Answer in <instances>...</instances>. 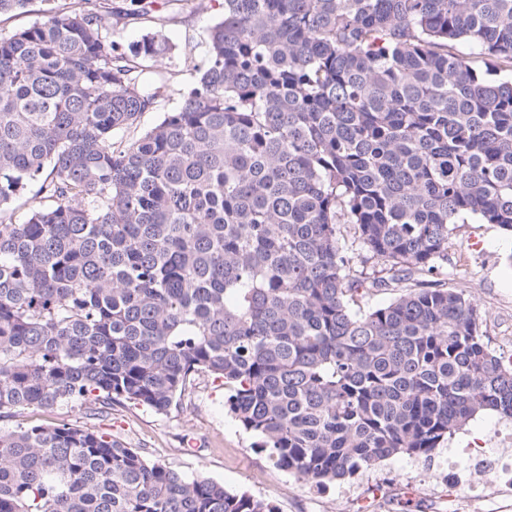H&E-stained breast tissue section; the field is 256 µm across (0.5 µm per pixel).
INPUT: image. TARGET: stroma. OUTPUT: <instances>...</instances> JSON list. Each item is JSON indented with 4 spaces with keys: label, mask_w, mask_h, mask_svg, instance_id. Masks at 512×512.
<instances>
[{
    "label": "stroma",
    "mask_w": 512,
    "mask_h": 512,
    "mask_svg": "<svg viewBox=\"0 0 512 512\" xmlns=\"http://www.w3.org/2000/svg\"><path fill=\"white\" fill-rule=\"evenodd\" d=\"M219 13L216 0H171L163 8L159 28L174 46L172 64L182 71L171 102H178L180 86L190 84L203 63L208 28ZM447 285L477 301L489 350L512 360V235L475 219L458 225L448 243ZM228 395L223 380L203 374L180 406L163 415L135 406L97 415L80 406L26 408L13 410L0 425L93 426L150 460L204 475L231 492L272 500L278 512H462L464 488L475 478L488 487L479 512H512V482L493 473L475 475L466 454L470 448L498 447L497 433H512V421L478 414L430 457L395 456L320 491L274 469L255 450L254 437L226 406Z\"/></svg>",
    "instance_id": "obj_1"
}]
</instances>
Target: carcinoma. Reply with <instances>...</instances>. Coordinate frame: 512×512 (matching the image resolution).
Instances as JSON below:
<instances>
[{"instance_id":"obj_1","label":"carcinoma","mask_w":512,"mask_h":512,"mask_svg":"<svg viewBox=\"0 0 512 512\" xmlns=\"http://www.w3.org/2000/svg\"><path fill=\"white\" fill-rule=\"evenodd\" d=\"M172 52L91 0L0 35V415L166 414L210 373L317 488L511 421L477 303L423 277L469 217L512 233V0H223L139 133ZM0 512L278 509L64 423L0 426Z\"/></svg>"}]
</instances>
